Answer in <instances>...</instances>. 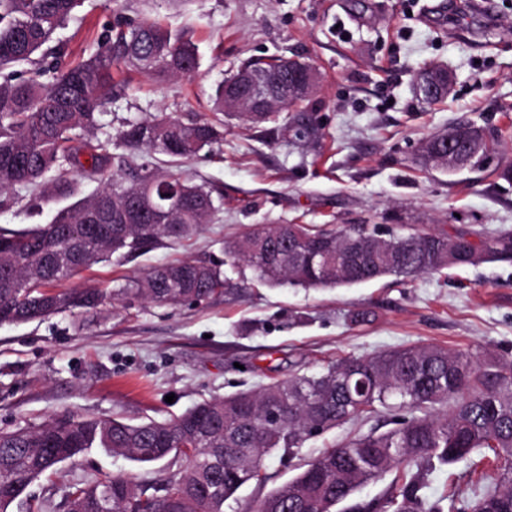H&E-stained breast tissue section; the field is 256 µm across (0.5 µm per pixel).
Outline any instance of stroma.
Wrapping results in <instances>:
<instances>
[{"mask_svg":"<svg viewBox=\"0 0 512 512\" xmlns=\"http://www.w3.org/2000/svg\"><path fill=\"white\" fill-rule=\"evenodd\" d=\"M117 9L187 31L201 67L167 79L126 72L124 89L103 111L108 134L156 112L211 116L218 82L249 59L284 56L317 71L312 109L323 136L301 146L287 127L226 114L223 142L177 166L224 197L196 235L71 279L73 288L116 291L95 311L0 326V430L65 413L171 418L205 398L406 346L512 356V266L504 263L326 290L265 287L242 265L227 269L226 294L191 306L118 293L174 259L223 262L225 242L253 224H376L405 235L512 231V182L497 174L512 160V0H493L486 12L475 0H118L113 8L83 0L57 35L63 63L94 52ZM430 64L454 76L435 105L412 91L414 74ZM461 120L497 144L482 167L448 174L415 165L423 139ZM56 208L20 189L0 207V226L45 224ZM358 310L370 312V322L351 323ZM391 420L371 414L310 439L294 459H268L266 480L241 489L226 512H252L323 448L385 431ZM102 474L161 485L171 471L94 449L33 482L12 512L33 505L66 512L70 486ZM476 478L466 462L438 468L426 493H467Z\"/></svg>","mask_w":512,"mask_h":512,"instance_id":"1","label":"stroma"}]
</instances>
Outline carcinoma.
I'll return each instance as SVG.
<instances>
[{"label": "carcinoma", "mask_w": 512, "mask_h": 512, "mask_svg": "<svg viewBox=\"0 0 512 512\" xmlns=\"http://www.w3.org/2000/svg\"><path fill=\"white\" fill-rule=\"evenodd\" d=\"M81 0H0V206L17 186L41 190V199L75 197L69 174L100 178L92 194L57 210L51 221L0 228V326L20 325L76 309L93 310L106 293L60 285L76 272L142 251L163 240L190 238L222 207V195L158 166L211 151L224 139V83L217 84L209 118L186 120L167 112L130 119L116 137L103 132V107L118 92L120 67L165 78L200 68L198 47L183 32L145 17L116 15L97 51L66 68L48 60V45ZM280 57L248 62L274 72ZM37 66L24 78L15 67ZM313 93L292 95L288 78L265 112L239 111L254 123H288L298 142L315 136L308 119ZM431 139L420 147L424 168L448 170ZM185 193L172 215L145 206L160 191ZM105 229L95 238L87 226ZM224 264L244 263L257 280L290 288L351 287L386 276L413 278L486 263H512V232L379 234L377 227L320 228L311 224H254L225 245ZM222 264V265H224ZM220 264L177 260L153 268L119 289L151 303L177 306L226 294L230 279ZM284 428L263 422L267 409ZM377 412H405L396 427L357 436L324 449L302 471L264 498L255 512H512V358L480 359L470 351L410 346L366 357H345L319 374L292 375L259 390L205 399L183 414L132 424L120 418L63 414L35 428L0 431V512L32 482L92 448L141 464L176 467L162 492L123 475L74 485L67 512H224L242 487L262 481L276 453L294 457L310 439ZM490 456L495 478L472 498L456 492L430 499L422 493L434 463L453 465L473 454ZM397 471L394 491L362 501L359 490Z\"/></svg>", "instance_id": "cac0c4a2"}]
</instances>
